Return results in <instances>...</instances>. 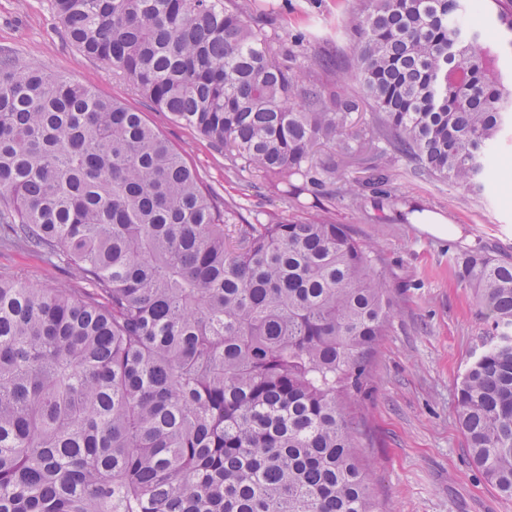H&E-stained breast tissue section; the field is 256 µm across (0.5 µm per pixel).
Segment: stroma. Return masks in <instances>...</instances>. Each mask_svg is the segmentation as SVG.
Returning a JSON list of instances; mask_svg holds the SVG:
<instances>
[{
	"label": "stroma",
	"instance_id": "stroma-1",
	"mask_svg": "<svg viewBox=\"0 0 512 512\" xmlns=\"http://www.w3.org/2000/svg\"><path fill=\"white\" fill-rule=\"evenodd\" d=\"M349 0H254L252 13L278 40L303 35L302 56L331 48L339 66L351 59L344 33ZM0 53L81 83L105 99L142 112L181 150L203 183L245 219L285 210L277 194L252 188V176L224 166L192 129L156 111L123 78L90 61L68 41L49 0H0ZM512 135L498 146L480 195L417 177L402 157L388 167L392 196L382 209L337 204L332 220L372 243L386 261L392 317L369 357V379L353 414L362 453L373 470L370 496L377 512H512L507 497L474 466L457 411V386L468 365L493 338L475 293L460 283L450 255L478 245L512 260ZM416 200L458 227L442 239L407 220ZM0 275L37 286L81 287L66 262H47L17 247H0Z\"/></svg>",
	"mask_w": 512,
	"mask_h": 512
}]
</instances>
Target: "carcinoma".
<instances>
[{
	"instance_id": "1",
	"label": "carcinoma",
	"mask_w": 512,
	"mask_h": 512,
	"mask_svg": "<svg viewBox=\"0 0 512 512\" xmlns=\"http://www.w3.org/2000/svg\"><path fill=\"white\" fill-rule=\"evenodd\" d=\"M51 0L67 39L301 211L229 206L125 104L0 62V244L64 258L79 293L0 277V512H373L349 409L391 317L386 268L336 202L389 196L374 150L467 192L512 115L461 0H356L341 73L252 0ZM512 51V0H493ZM351 80L360 95L346 94ZM365 103L366 121L354 114ZM497 340L457 414L512 496V262L453 256Z\"/></svg>"
}]
</instances>
